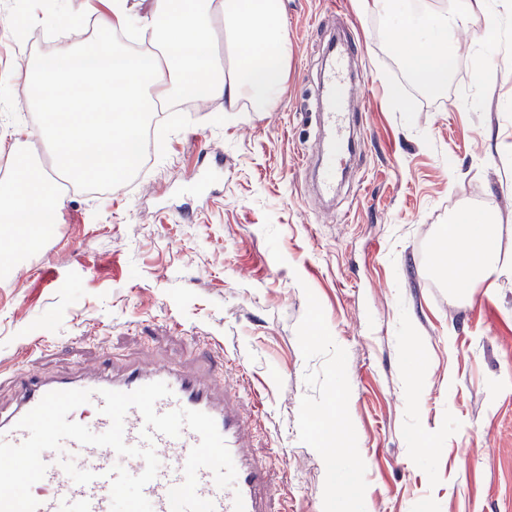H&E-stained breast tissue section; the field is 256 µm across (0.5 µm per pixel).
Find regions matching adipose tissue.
I'll use <instances>...</instances> for the list:
<instances>
[{
  "label": "adipose tissue",
  "instance_id": "1",
  "mask_svg": "<svg viewBox=\"0 0 512 512\" xmlns=\"http://www.w3.org/2000/svg\"><path fill=\"white\" fill-rule=\"evenodd\" d=\"M95 23L107 40L39 57L24 74L33 102L53 116L40 134L54 166L73 181L128 176V142L137 139L148 112L177 95L220 97L228 112L245 100L267 112L286 90L288 28L281 0H152L136 25L129 0H108ZM479 23L494 31L500 18L463 8L430 24L401 19L395 31L399 44L420 49L414 74L438 87L447 84L454 63L446 48L449 31ZM30 164L28 155H14L10 177L0 181V220L9 223L17 244L55 224L66 203L64 195L42 189ZM448 239L456 253L447 269L456 281L512 275V266L499 260L496 225L474 212L457 214Z\"/></svg>",
  "mask_w": 512,
  "mask_h": 512
}]
</instances>
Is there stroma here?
<instances>
[{"instance_id": "1", "label": "stroma", "mask_w": 512, "mask_h": 512, "mask_svg": "<svg viewBox=\"0 0 512 512\" xmlns=\"http://www.w3.org/2000/svg\"><path fill=\"white\" fill-rule=\"evenodd\" d=\"M464 5L504 23L449 36L456 65L429 90L376 0H282L288 84L272 111L213 98L159 113L144 169L96 193L72 185L41 248L0 267V372L148 354L194 368L220 348L259 409L254 451L279 512H512V284L461 291L434 265L464 208L498 225L512 265V0H399L425 20ZM100 7L0 0V121L27 127L29 148L42 113L24 72L42 45L90 38L51 24ZM338 27L359 40L352 67L371 85L345 104L361 149L327 208L306 165ZM217 154L214 193L188 195ZM341 437L352 456L328 466Z\"/></svg>"}]
</instances>
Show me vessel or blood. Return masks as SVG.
I'll use <instances>...</instances> for the list:
<instances>
[{"instance_id": "1", "label": "vessel or blood", "mask_w": 512, "mask_h": 512, "mask_svg": "<svg viewBox=\"0 0 512 512\" xmlns=\"http://www.w3.org/2000/svg\"><path fill=\"white\" fill-rule=\"evenodd\" d=\"M357 53L356 41L349 39L342 43L334 65L324 74L320 85L318 120L330 130L321 155V185L328 193L336 189L340 171L339 150L350 138L347 117L341 110V97L346 86L343 69L346 61ZM223 366V358H216L205 376L166 363L131 366L114 376H48L26 368L19 369L11 375L19 399L11 409L0 408V441L18 444L26 439V431L17 429L16 424L48 392L74 389L91 391L90 402L74 409L69 418L87 426L92 432L102 433L109 428L110 420L101 412L104 404L101 390L131 392L143 385L161 381L170 387L172 394L156 402V411L166 413L185 408L213 417L236 467L234 484L225 488L217 486L210 469H200L198 495L212 501L215 512H269V469L249 451L251 427L249 419L240 409L241 391L238 383L226 375ZM143 427L141 413L137 409H129L124 419L125 442L132 446L142 445ZM198 441V435L187 428L176 438L153 434L152 444L160 467L157 476L144 488L153 512H170L168 493L183 482L189 452ZM42 458L47 471L34 485L33 496L39 503L37 512H111L109 472L112 467L122 465L133 475L142 473L145 468L142 459L122 458L111 448L83 446L72 440L64 441L62 452L47 451ZM77 463L82 466L81 478L66 480V473Z\"/></svg>"}]
</instances>
